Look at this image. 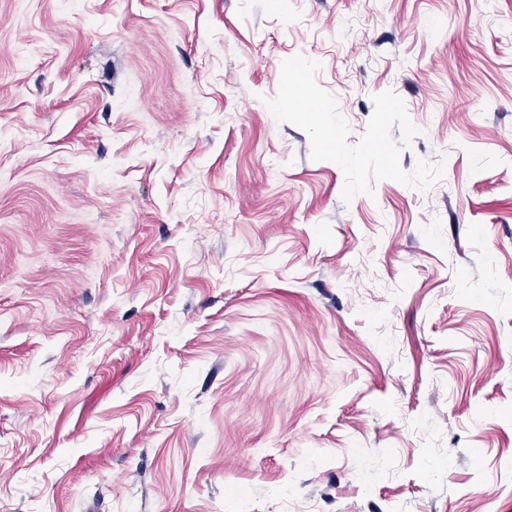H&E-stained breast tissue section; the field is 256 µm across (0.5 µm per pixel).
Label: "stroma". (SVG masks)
Listing matches in <instances>:
<instances>
[{"label":"stroma","mask_w":512,"mask_h":512,"mask_svg":"<svg viewBox=\"0 0 512 512\" xmlns=\"http://www.w3.org/2000/svg\"><path fill=\"white\" fill-rule=\"evenodd\" d=\"M373 94L422 191L266 102ZM512 512V0H0V512Z\"/></svg>","instance_id":"obj_1"}]
</instances>
